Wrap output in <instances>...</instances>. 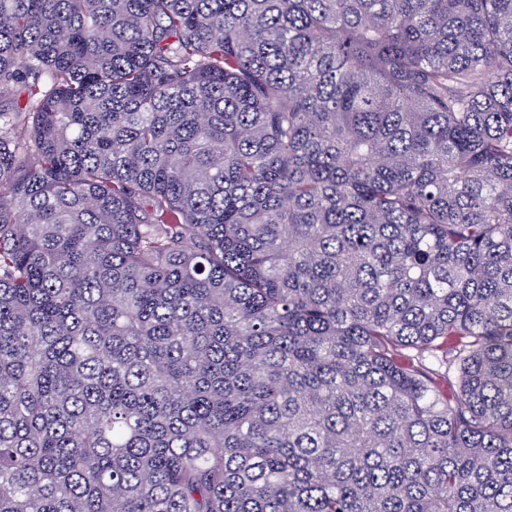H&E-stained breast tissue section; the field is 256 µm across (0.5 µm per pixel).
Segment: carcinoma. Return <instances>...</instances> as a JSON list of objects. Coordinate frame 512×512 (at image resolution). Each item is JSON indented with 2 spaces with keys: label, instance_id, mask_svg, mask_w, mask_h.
Here are the masks:
<instances>
[{
  "label": "carcinoma",
  "instance_id": "obj_1",
  "mask_svg": "<svg viewBox=\"0 0 512 512\" xmlns=\"http://www.w3.org/2000/svg\"><path fill=\"white\" fill-rule=\"evenodd\" d=\"M0 512H512V0H0Z\"/></svg>",
  "mask_w": 512,
  "mask_h": 512
}]
</instances>
